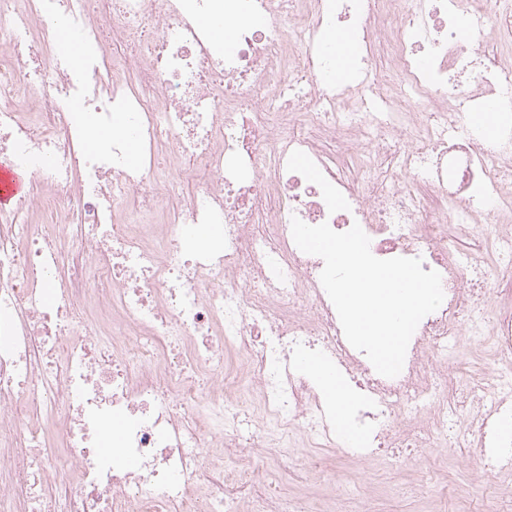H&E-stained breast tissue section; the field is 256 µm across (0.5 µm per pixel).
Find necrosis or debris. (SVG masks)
Here are the masks:
<instances>
[{"mask_svg":"<svg viewBox=\"0 0 512 512\" xmlns=\"http://www.w3.org/2000/svg\"><path fill=\"white\" fill-rule=\"evenodd\" d=\"M291 2L224 0L223 44L214 0H0V156L47 189L0 210V512H305L292 491L332 459H416L452 417L486 473L512 465V312L494 378L448 364L486 332L487 264L512 274V232L450 246L512 217V5ZM335 28L360 48L343 81ZM74 33L76 65L59 49ZM491 103L489 132L471 117ZM326 137L350 155L374 142L359 178ZM295 217L360 225L375 257L440 273L444 300L397 377L346 340ZM200 224L213 238L188 247ZM310 349L348 378L364 445H346L297 364ZM507 230L504 224H497L495 218H488L484 224H477L473 233L456 240L455 245L463 250H481L487 243L498 237L499 232Z\"/></svg>","mask_w":512,"mask_h":512,"instance_id":"1","label":"necrosis or debris"}]
</instances>
